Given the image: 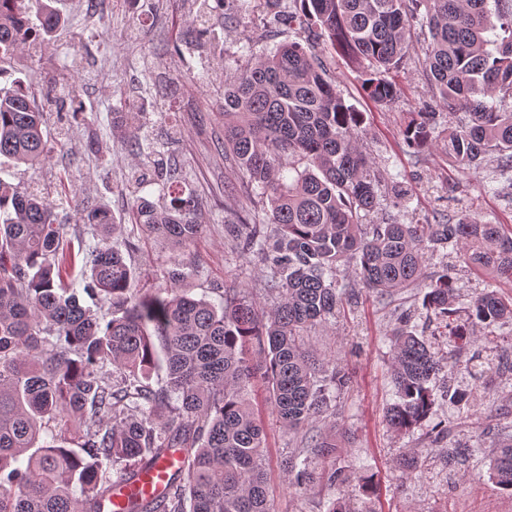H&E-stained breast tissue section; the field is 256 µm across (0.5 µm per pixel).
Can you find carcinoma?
Here are the masks:
<instances>
[{
    "label": "carcinoma",
    "instance_id": "1",
    "mask_svg": "<svg viewBox=\"0 0 512 512\" xmlns=\"http://www.w3.org/2000/svg\"><path fill=\"white\" fill-rule=\"evenodd\" d=\"M0 0V59L33 38L52 35L60 10L30 0ZM288 22L328 37L351 61L371 69L365 95L380 104L397 95L389 74L411 49L415 19L432 41L425 65L433 96L452 110L468 109L470 122L448 127V156L478 170L491 153L501 171L512 169V0H294ZM191 26L203 42L216 38L209 0H192ZM425 14H420V11ZM224 86V150L265 200L264 216L225 225L239 248L271 270L273 307L242 288L224 289L220 305L170 286L187 277L177 263L148 288L111 238L121 232L112 212L93 205L83 220L101 243L85 257L83 287L69 270L65 225L43 194L0 179V512H109L113 477L183 449L185 472L171 478L163 503L131 499L122 512H275L263 469L266 429L248 396L259 380L276 425L299 432L330 410L336 390L349 382L335 360L308 346L307 329L327 327L346 293L337 264L381 295L425 277L426 251L455 245L463 261L512 279V235L500 224L461 218L448 224H361L359 213L378 204L373 162L356 134L358 113L337 93L322 64L298 42L253 54ZM434 113L417 112L403 130L406 144L427 147ZM44 112L16 86L0 90V158L36 167L51 154ZM293 173L284 179L283 169ZM169 203L136 197L128 220L174 247L201 232L197 204L181 177L160 167ZM425 307L448 320L452 335L470 343L468 324L512 318V297L493 290L476 296L468 323L449 321L456 298L448 270L430 276ZM109 304L104 320L83 298ZM400 316L391 340V376L398 400L386 409L389 428L407 433L431 415V383L442 362L424 337ZM163 352L165 385H150ZM112 370H107V367ZM58 430L41 440L45 425ZM335 444L305 437L304 467L285 465L288 486L316 481L354 484L328 512H354L350 502L373 492V478L339 468L320 472L309 461ZM489 477L512 491V441L498 445Z\"/></svg>",
    "mask_w": 512,
    "mask_h": 512
}]
</instances>
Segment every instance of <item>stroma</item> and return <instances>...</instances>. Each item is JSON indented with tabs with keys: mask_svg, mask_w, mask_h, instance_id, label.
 Instances as JSON below:
<instances>
[{
	"mask_svg": "<svg viewBox=\"0 0 512 512\" xmlns=\"http://www.w3.org/2000/svg\"><path fill=\"white\" fill-rule=\"evenodd\" d=\"M231 10L227 2L215 17L225 25L224 50L215 54L205 46L176 43L171 23L190 15L188 0H142L138 15L125 0H65V22L50 40L35 41L0 63V88L18 79L35 88L52 149L49 162L34 170L0 163V179L23 189L44 187L59 223L69 227L74 253L86 254L99 242L95 227L81 219L83 206L104 204L118 218L133 196L155 202L163 195L160 180L134 182L144 158L135 153L121 115L140 110L147 114V133L164 146L166 166L176 169L196 196L203 230L181 251L125 225L121 240L127 264L159 280L186 253L192 274L179 282V290L217 303L223 289L243 288L262 304H272L266 288L269 267L241 253L224 233L225 218L260 209L253 194H224L225 187L246 182L224 157V84L246 65L251 50L292 41L321 56L337 91L362 115L361 144L379 176V204L360 213V223L395 217L405 224H435L466 217L512 229V177L500 173L497 158L489 157L476 172L448 159V128L464 124L468 114L462 108L448 110L430 92L427 29L413 27V48L396 75L399 94L380 106L362 91L364 66L349 63L298 29L273 23L262 0L228 25L224 15ZM416 112L435 115L433 141L420 150L408 148L402 135ZM442 269L454 279L459 320H466L471 299L486 289L512 295V281L474 271L456 247L428 253L427 273ZM336 280L350 285L353 296L329 328L309 330L306 341L339 358L352 376L333 403L335 428L321 422L316 428L335 441L338 468L350 473L366 467L376 474L377 494L359 500L361 512H512V492L487 474L498 440L512 435V320L470 327L471 343L460 352L445 320L425 308L423 286L380 297L356 283L348 266L337 269ZM406 312L445 364L440 381L471 397L456 406L437 395L428 424L397 434L388 427L385 411L397 399L390 379L391 335ZM251 397L269 422L264 392L254 389ZM441 421L450 425L447 437L431 440V425ZM301 446L300 435L269 422L264 453L269 495L277 512H327L333 490L315 485L299 491L285 480V461ZM452 448L470 454L452 464ZM407 451L418 458L416 471L400 465Z\"/></svg>",
	"mask_w": 512,
	"mask_h": 512,
	"instance_id": "1",
	"label": "stroma"
}]
</instances>
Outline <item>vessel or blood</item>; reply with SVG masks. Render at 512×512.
Segmentation results:
<instances>
[{
	"label": "vessel or blood",
	"instance_id": "1",
	"mask_svg": "<svg viewBox=\"0 0 512 512\" xmlns=\"http://www.w3.org/2000/svg\"><path fill=\"white\" fill-rule=\"evenodd\" d=\"M186 463L185 454L169 453L151 466L140 469L133 478L116 480L112 487L113 507H120L135 497L163 499L168 492L173 473L184 470Z\"/></svg>",
	"mask_w": 512,
	"mask_h": 512
}]
</instances>
